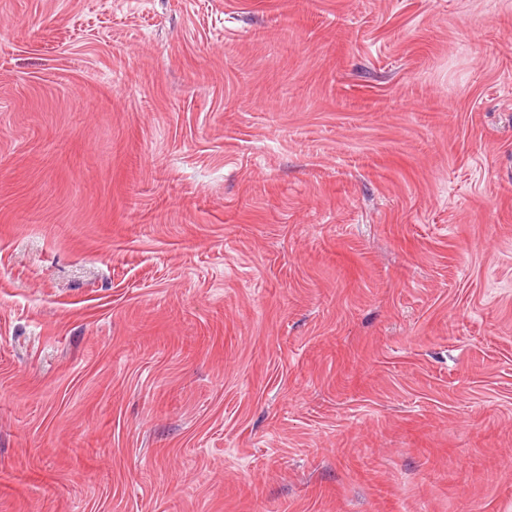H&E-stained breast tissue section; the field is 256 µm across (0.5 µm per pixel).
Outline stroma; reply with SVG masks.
I'll list each match as a JSON object with an SVG mask.
<instances>
[{"label":"stroma","instance_id":"35a3bbf8","mask_svg":"<svg viewBox=\"0 0 512 512\" xmlns=\"http://www.w3.org/2000/svg\"><path fill=\"white\" fill-rule=\"evenodd\" d=\"M0 512H512V0H0Z\"/></svg>","mask_w":512,"mask_h":512}]
</instances>
